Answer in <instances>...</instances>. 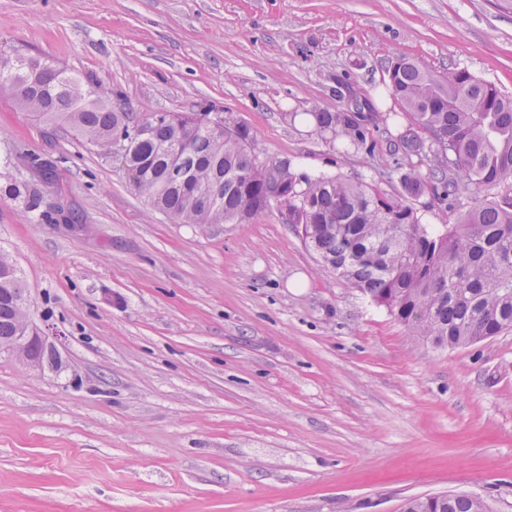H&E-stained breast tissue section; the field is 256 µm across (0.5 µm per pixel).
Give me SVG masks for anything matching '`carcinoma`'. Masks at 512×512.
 I'll list each match as a JSON object with an SVG mask.
<instances>
[{
  "label": "carcinoma",
  "instance_id": "carcinoma-1",
  "mask_svg": "<svg viewBox=\"0 0 512 512\" xmlns=\"http://www.w3.org/2000/svg\"><path fill=\"white\" fill-rule=\"evenodd\" d=\"M389 91L427 134L406 149L429 153L427 171L411 168L403 193L389 196L369 184L305 173L288 174V224L322 266L358 289L435 347L455 348L512 331V95L464 68L436 74L400 59L389 70ZM0 92L53 127H67L104 154L121 146L137 194L176 224L241 223L272 209L278 194L268 166L253 162L251 130L238 124L225 138L196 123L194 112L141 117L53 62L0 51ZM321 128L342 124L350 143L365 141L354 115L312 112ZM432 188L448 208L474 190L481 198L458 222L423 224L405 202ZM210 192L204 199L202 192ZM0 335L12 333L21 283L0 261ZM402 512H488L473 494L411 498Z\"/></svg>",
  "mask_w": 512,
  "mask_h": 512
}]
</instances>
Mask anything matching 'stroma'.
Masks as SVG:
<instances>
[{
	"mask_svg": "<svg viewBox=\"0 0 512 512\" xmlns=\"http://www.w3.org/2000/svg\"><path fill=\"white\" fill-rule=\"evenodd\" d=\"M0 48L134 112L214 106L262 156L397 195L429 162L380 96L390 67L512 95V0H0ZM353 94L388 115L374 151L307 117ZM0 252L58 356L0 357V512H401L459 491L512 512V331L413 341L279 211L171 223L117 157L0 96Z\"/></svg>",
	"mask_w": 512,
	"mask_h": 512,
	"instance_id": "obj_1",
	"label": "stroma"
}]
</instances>
